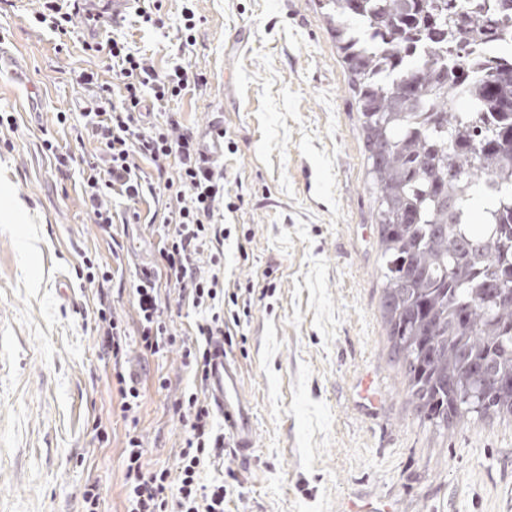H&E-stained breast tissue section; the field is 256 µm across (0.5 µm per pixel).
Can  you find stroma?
<instances>
[{"label":"stroma","instance_id":"1","mask_svg":"<svg viewBox=\"0 0 512 512\" xmlns=\"http://www.w3.org/2000/svg\"><path fill=\"white\" fill-rule=\"evenodd\" d=\"M158 2L163 27L133 14L118 33L159 69L204 74L205 86L155 117L176 112L201 131L223 123L237 148L224 156V178L241 196L223 217L224 287L267 292L228 352L253 406L255 449L245 459L226 449L203 472L207 482L235 472L224 512H347L357 498L391 512H512V416L442 429L408 400L380 311L364 137L318 0ZM187 6L198 31L185 52ZM41 8L0 0V41L27 68L22 84L0 74V114L17 119L0 127V512H81L89 484L100 512H124L129 425L112 360L83 313L106 302L136 331L135 275L160 261L162 229L150 214L170 199L112 196L111 234L96 224L80 183L100 149L75 130L99 87L116 89L119 78L107 51L87 50V14H73L60 37L34 22ZM83 69L98 86L77 85ZM48 140L69 156L66 175L44 153ZM84 252L116 263L113 279L78 278ZM124 368L142 389L144 462L173 467L185 438L173 404L194 379L176 348L147 356L129 344Z\"/></svg>","mask_w":512,"mask_h":512}]
</instances>
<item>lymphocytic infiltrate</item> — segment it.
I'll return each instance as SVG.
<instances>
[{
    "label": "lymphocytic infiltrate",
    "instance_id": "lymphocytic-infiltrate-1",
    "mask_svg": "<svg viewBox=\"0 0 512 512\" xmlns=\"http://www.w3.org/2000/svg\"><path fill=\"white\" fill-rule=\"evenodd\" d=\"M107 48L119 68L120 96L101 98L84 126L87 136L99 144L104 160L87 162L81 190L105 231L111 230L114 221L111 194L139 200L162 190L175 196L177 209L163 219L162 264L142 269L133 289L138 344L152 355L180 346L184 367L204 384L210 378L214 340L233 344L232 327L240 326L242 317L250 313L252 287L225 293L221 275L224 227L216 213L219 207L231 211L237 204L231 188L224 185L223 170L206 165L195 133L181 123L178 114H170L160 126H143L141 118L146 98L163 105L205 79L187 66L157 70L150 58L117 38L109 40ZM164 284L177 290L182 301L206 313L196 322L191 341L178 342L171 328L160 295ZM93 322L102 351L113 359L121 416L131 424L124 448L125 512H224L233 484L207 483L202 478L205 467L224 455V436L215 429L208 398L192 391L175 401L174 411L185 428L184 446L174 467L148 469L135 429L140 390L127 381L122 367L127 329L106 307L94 310Z\"/></svg>",
    "mask_w": 512,
    "mask_h": 512
}]
</instances>
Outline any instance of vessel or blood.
I'll return each instance as SVG.
<instances>
[{
    "label": "vessel or blood",
    "instance_id": "b4317fda",
    "mask_svg": "<svg viewBox=\"0 0 512 512\" xmlns=\"http://www.w3.org/2000/svg\"><path fill=\"white\" fill-rule=\"evenodd\" d=\"M136 0H112L107 18L94 25V36L104 35L113 21L122 19L132 12ZM201 153L206 160L223 156L224 128L221 124H212L205 133ZM208 393L214 397L224 417V429L229 434L234 448L239 454L252 453L255 444L254 414L250 401L242 392V378L238 365L228 359L222 344L213 347L211 377Z\"/></svg>",
    "mask_w": 512,
    "mask_h": 512
}]
</instances>
